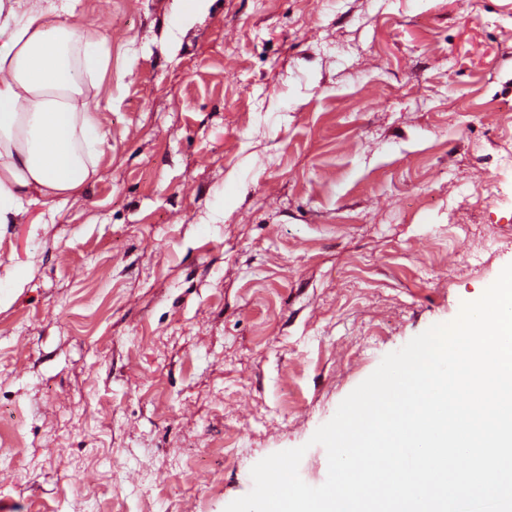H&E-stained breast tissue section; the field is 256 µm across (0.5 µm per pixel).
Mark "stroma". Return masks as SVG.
Listing matches in <instances>:
<instances>
[{
    "instance_id": "1",
    "label": "stroma",
    "mask_w": 512,
    "mask_h": 512,
    "mask_svg": "<svg viewBox=\"0 0 512 512\" xmlns=\"http://www.w3.org/2000/svg\"><path fill=\"white\" fill-rule=\"evenodd\" d=\"M97 172L0 224V512H225L512 264V0H76Z\"/></svg>"
}]
</instances>
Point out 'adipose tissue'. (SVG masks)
Returning a JSON list of instances; mask_svg holds the SVG:
<instances>
[{
    "instance_id": "adipose-tissue-1",
    "label": "adipose tissue",
    "mask_w": 512,
    "mask_h": 512,
    "mask_svg": "<svg viewBox=\"0 0 512 512\" xmlns=\"http://www.w3.org/2000/svg\"><path fill=\"white\" fill-rule=\"evenodd\" d=\"M109 61L102 31L63 19L54 0H0V224L24 198L94 176L104 134L91 100Z\"/></svg>"
}]
</instances>
